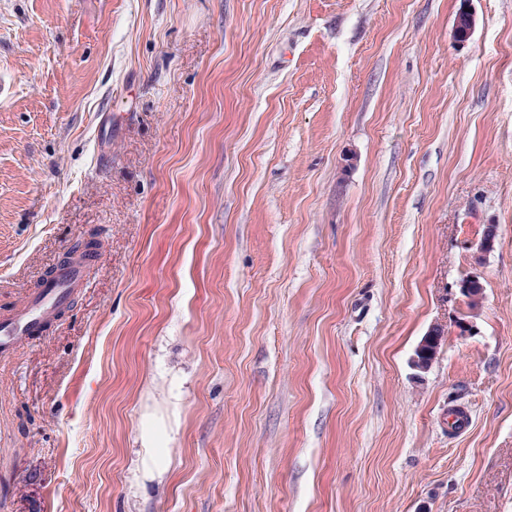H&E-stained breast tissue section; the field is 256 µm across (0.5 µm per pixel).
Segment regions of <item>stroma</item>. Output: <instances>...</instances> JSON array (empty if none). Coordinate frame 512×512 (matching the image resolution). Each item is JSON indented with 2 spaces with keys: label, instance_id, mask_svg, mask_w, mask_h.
Instances as JSON below:
<instances>
[{
  "label": "stroma",
  "instance_id": "stroma-1",
  "mask_svg": "<svg viewBox=\"0 0 512 512\" xmlns=\"http://www.w3.org/2000/svg\"><path fill=\"white\" fill-rule=\"evenodd\" d=\"M0 81V313L100 243L0 512H512V0H0ZM478 277L470 276L462 279L459 284L460 294L467 299L468 306L472 315H475L483 303V289L478 288ZM447 333L448 330L441 324L431 327L426 336L422 339L412 358V366L415 370L420 373H425L429 370L434 360L437 345Z\"/></svg>",
  "mask_w": 512,
  "mask_h": 512
}]
</instances>
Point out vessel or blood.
I'll list each match as a JSON object with an SVG mask.
<instances>
[{"instance_id":"1","label":"vessel or blood","mask_w":512,"mask_h":512,"mask_svg":"<svg viewBox=\"0 0 512 512\" xmlns=\"http://www.w3.org/2000/svg\"><path fill=\"white\" fill-rule=\"evenodd\" d=\"M85 268L82 260L58 266L17 308L0 315L1 358L12 355L53 325L73 295L83 288Z\"/></svg>"}]
</instances>
